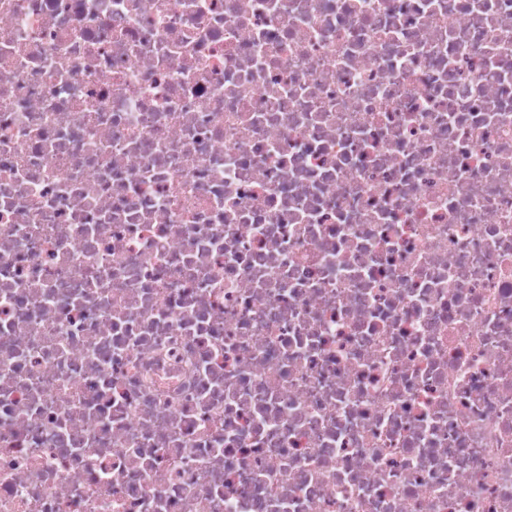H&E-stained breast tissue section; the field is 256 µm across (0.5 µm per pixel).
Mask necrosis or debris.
<instances>
[{
  "mask_svg": "<svg viewBox=\"0 0 512 512\" xmlns=\"http://www.w3.org/2000/svg\"><path fill=\"white\" fill-rule=\"evenodd\" d=\"M0 512H512V0H0Z\"/></svg>",
  "mask_w": 512,
  "mask_h": 512,
  "instance_id": "obj_1",
  "label": "necrosis or debris"
}]
</instances>
